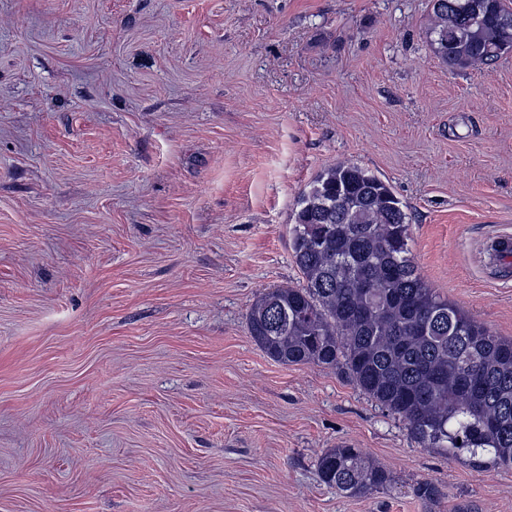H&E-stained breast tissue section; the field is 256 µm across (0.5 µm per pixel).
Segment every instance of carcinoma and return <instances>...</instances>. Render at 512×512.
<instances>
[{"label": "carcinoma", "mask_w": 512, "mask_h": 512, "mask_svg": "<svg viewBox=\"0 0 512 512\" xmlns=\"http://www.w3.org/2000/svg\"><path fill=\"white\" fill-rule=\"evenodd\" d=\"M428 10L430 49L449 69L512 53L509 0H428ZM409 224L391 187L368 169H324L298 196L289 235L304 284L259 293L249 335L282 365L338 371L406 421L424 447L512 469V340L421 278ZM317 467L349 497L390 484L388 471L356 448H329Z\"/></svg>", "instance_id": "cac0c4a2"}]
</instances>
